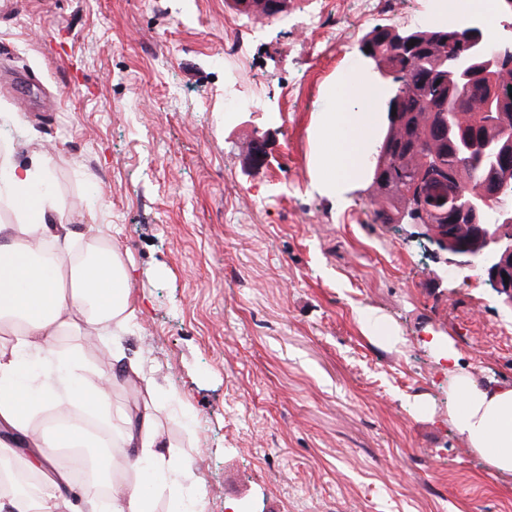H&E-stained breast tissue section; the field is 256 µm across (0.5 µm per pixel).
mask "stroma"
<instances>
[{
  "instance_id": "35a3bbf8",
  "label": "stroma",
  "mask_w": 512,
  "mask_h": 512,
  "mask_svg": "<svg viewBox=\"0 0 512 512\" xmlns=\"http://www.w3.org/2000/svg\"><path fill=\"white\" fill-rule=\"evenodd\" d=\"M307 0L235 18L224 0H0V157L52 149L49 188L82 243L135 267L107 424L153 401L203 512H512V474L454 428L451 340L478 385L512 384V311L446 271L419 227L377 224L370 179L311 187L308 129L377 26H458L438 0ZM261 98L237 112L224 97ZM397 338L365 335L361 313ZM111 332H67L96 383ZM179 401H170V393Z\"/></svg>"
}]
</instances>
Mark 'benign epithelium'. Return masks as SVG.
Segmentation results:
<instances>
[{
  "label": "benign epithelium",
  "mask_w": 512,
  "mask_h": 512,
  "mask_svg": "<svg viewBox=\"0 0 512 512\" xmlns=\"http://www.w3.org/2000/svg\"><path fill=\"white\" fill-rule=\"evenodd\" d=\"M397 36L396 44L403 51L414 52L417 45L412 28H390ZM463 35L456 43L448 69V86L469 87L478 84L485 96L483 123L495 120L494 100L499 94L498 73L512 67V57L492 48L503 42L494 35L480 17H473L462 26ZM448 173L439 160L427 161L417 172L408 193V203L396 222L422 224L430 229L429 242L446 255L450 269L479 271L491 282L501 305L512 310V206L503 203L492 207L502 194L504 185L497 179L475 189L463 190L452 184L438 201V207L423 203V189L433 182H447ZM465 221L471 228V238L458 241L449 232V222ZM507 277H502V274Z\"/></svg>",
  "instance_id": "benign-epithelium-1"
}]
</instances>
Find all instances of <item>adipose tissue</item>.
I'll return each instance as SVG.
<instances>
[{
  "label": "adipose tissue",
  "instance_id": "obj_1",
  "mask_svg": "<svg viewBox=\"0 0 512 512\" xmlns=\"http://www.w3.org/2000/svg\"><path fill=\"white\" fill-rule=\"evenodd\" d=\"M363 84L362 75L353 73L331 89L332 111L318 113L308 131L320 146L313 185L331 199L362 179V160L374 149L384 120L359 97ZM48 166L44 156L24 166L0 158V197L17 214L16 223L0 224V335L5 338L0 344V461H21L42 477L32 491L0 490V512H68L75 495L83 500L82 512H154L150 488L179 496L191 473L173 451L162 450L153 404L144 403L115 441L102 492L93 483L76 484L73 469L59 466L50 451L102 447L104 438L77 427L33 424L48 408L109 411L115 380L145 379L142 366L123 362L116 349L106 353L97 383H87L79 358L57 348L58 336L67 330L96 332L109 321L123 331L135 319L136 307L131 270L120 252L106 248L75 260L76 233L68 213L53 195L36 191ZM430 343L456 376L450 414L455 428L494 470L512 473V386H480L459 376L452 344L435 336ZM30 356L56 368L34 391L26 363ZM118 467L135 469L138 484L116 478Z\"/></svg>",
  "mask_w": 512,
  "mask_h": 512
}]
</instances>
